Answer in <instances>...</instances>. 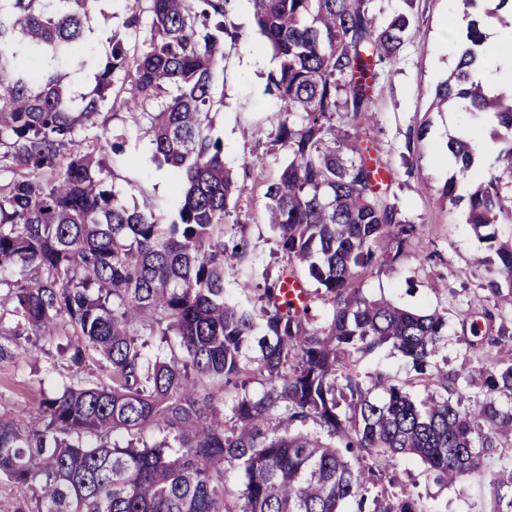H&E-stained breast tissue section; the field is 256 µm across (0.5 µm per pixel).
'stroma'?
I'll list each match as a JSON object with an SVG mask.
<instances>
[{"label": "stroma", "mask_w": 512, "mask_h": 512, "mask_svg": "<svg viewBox=\"0 0 512 512\" xmlns=\"http://www.w3.org/2000/svg\"><path fill=\"white\" fill-rule=\"evenodd\" d=\"M134 0H104L85 33L88 57H105L120 16ZM460 0H415L418 34L406 40L394 64L379 69L373 102L370 139L390 169L389 192L401 217L417 224L420 238L406 257L374 268L361 279L366 296L385 299L412 310H439L448 314L444 344L433 364L461 376H475L488 366L469 350L471 324L482 306L494 300L483 289L484 257L489 250L465 222L463 207L443 202L439 193L453 174L448 161L449 138L466 135L478 166H489L495 156L494 126L483 116L455 106L438 107L434 92L458 63L452 29L459 26ZM226 21L242 37L229 46L214 74L213 127L211 136L224 145V161L245 183L247 190L228 205L225 238H245L251 258L226 268L225 297L243 309L258 304L256 287L264 276H276L288 259L277 246V233L265 221L262 185L288 163L286 148L273 145L278 102L270 80L279 61L254 20L252 0H230ZM101 116L110 135L123 137L125 151L112 159L115 191L126 205L150 195L155 213L163 222L176 218L180 185L175 173L153 159L148 138L138 122L119 106H103ZM362 373L384 371L411 382V396L421 401L428 393L413 385L411 361L389 345L361 354ZM74 374L67 356L56 343L36 342L31 357L0 367V414L26 417L54 396L63 381ZM398 489L419 498L429 512H490L481 483L448 486L428 474L416 459H399L393 469Z\"/></svg>", "instance_id": "35a3bbf8"}]
</instances>
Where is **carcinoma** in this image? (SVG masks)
<instances>
[{
    "label": "carcinoma",
    "mask_w": 512,
    "mask_h": 512,
    "mask_svg": "<svg viewBox=\"0 0 512 512\" xmlns=\"http://www.w3.org/2000/svg\"><path fill=\"white\" fill-rule=\"evenodd\" d=\"M94 0H0V366L32 354L19 339L72 340L60 347L80 370L98 358L106 377H78L26 418L0 414V476L31 489L33 512H428L387 478L398 457L419 459L438 482L477 479L492 512H512V463L482 469L512 448V352L497 350L475 408L452 401L460 376L432 370L448 318L369 299L359 285L419 239L383 187L389 169L372 157L378 68L414 36L413 14L380 20L369 0H253L256 24L279 59L273 143L288 164L264 183L268 223L289 267L256 288L259 310L224 299V270L250 254L224 242L228 203L246 191L210 135L213 75L226 50L230 0H147L122 27L144 33L141 48L116 36L96 64L91 93L75 103L66 66L84 69L82 39ZM459 61L439 85L496 123L494 166L468 195L458 177L475 164L470 141L448 140L459 176L448 204L467 201L466 222L488 243L482 288L494 311L512 306V92H492L474 72L487 62L485 29L512 28V0H462ZM121 99L149 138L153 159L183 180L178 219L164 224L149 199L130 208L110 184L109 139L98 117ZM338 112L351 115L336 126ZM40 276L31 280L28 270ZM323 287L330 316L317 327L312 296L282 298L285 276ZM10 325H4V317ZM144 336L171 355L144 354ZM390 342L410 358L431 396L416 403L389 375L365 381L357 354ZM257 358L248 357L254 349ZM263 379L254 399L228 388ZM379 395H373V392ZM345 401L350 412L340 413ZM314 421L329 440L304 429ZM245 482L227 487V468ZM387 478L367 507L369 486Z\"/></svg>",
    "instance_id": "carcinoma-1"
}]
</instances>
